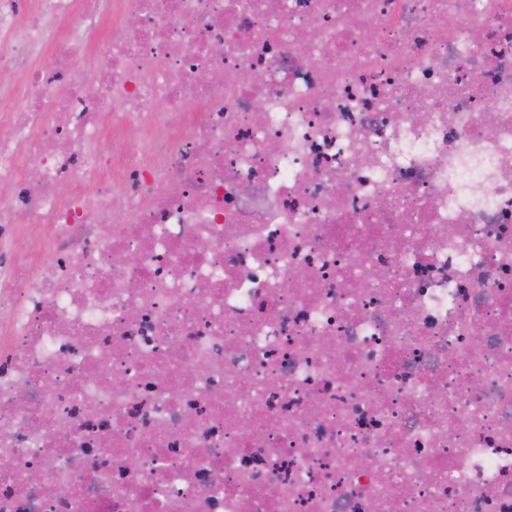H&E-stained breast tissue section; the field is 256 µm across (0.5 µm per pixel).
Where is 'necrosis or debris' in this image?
Returning <instances> with one entry per match:
<instances>
[{"instance_id":"obj_1","label":"necrosis or debris","mask_w":512,"mask_h":512,"mask_svg":"<svg viewBox=\"0 0 512 512\" xmlns=\"http://www.w3.org/2000/svg\"><path fill=\"white\" fill-rule=\"evenodd\" d=\"M0 35V512H512V0Z\"/></svg>"}]
</instances>
